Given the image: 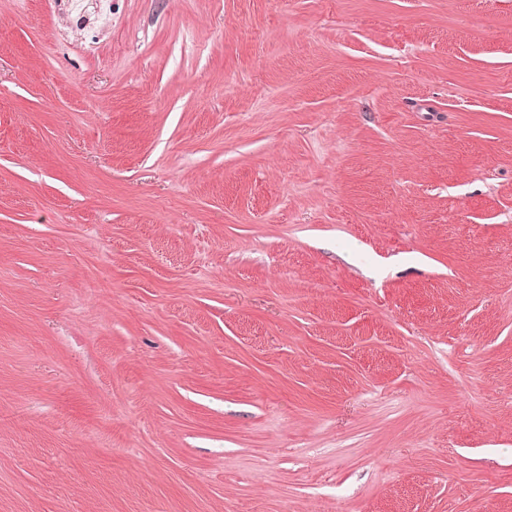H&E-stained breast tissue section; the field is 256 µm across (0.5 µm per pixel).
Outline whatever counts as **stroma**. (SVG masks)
<instances>
[{
  "label": "stroma",
  "mask_w": 512,
  "mask_h": 512,
  "mask_svg": "<svg viewBox=\"0 0 512 512\" xmlns=\"http://www.w3.org/2000/svg\"><path fill=\"white\" fill-rule=\"evenodd\" d=\"M0 512H512V0H0Z\"/></svg>",
  "instance_id": "35a3bbf8"
}]
</instances>
